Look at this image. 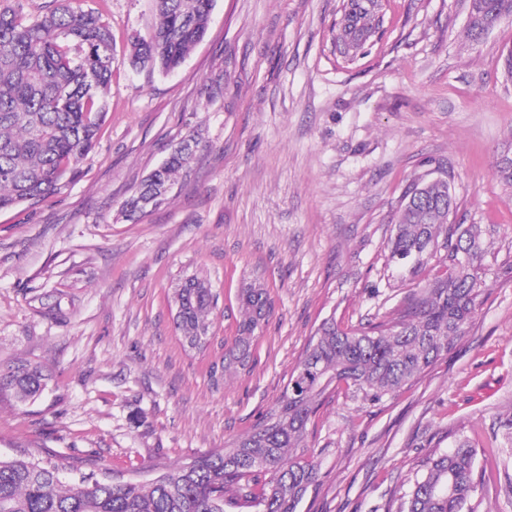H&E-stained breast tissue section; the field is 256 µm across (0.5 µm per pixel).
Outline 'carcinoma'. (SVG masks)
Returning <instances> with one entry per match:
<instances>
[{"label": "carcinoma", "instance_id": "obj_1", "mask_svg": "<svg viewBox=\"0 0 512 512\" xmlns=\"http://www.w3.org/2000/svg\"><path fill=\"white\" fill-rule=\"evenodd\" d=\"M79 2L48 0L31 16L21 0H0V210L55 192L97 140L112 80V32L99 12ZM213 7L214 0H156L151 32L131 36L130 65L176 70L203 40ZM503 19H512V0H471L468 35L477 39ZM200 144L195 134L177 143L123 202L124 212L132 217L161 205ZM411 190L403 192L385 244L388 260L415 275L429 252L438 271L410 306L357 327L324 320L281 397L250 431L147 482L114 476L69 481L57 464L33 453L0 457V512H226L232 504L299 512L318 474L314 457L297 454L317 402L342 382L369 403L413 385L465 334L485 287L482 229L450 223L448 183L437 181L420 195ZM180 297L176 331L202 347L217 294L185 288ZM240 303L237 336L224 349L221 369L211 370L213 378L249 365L260 319L273 310L264 288L244 290ZM45 387L39 365L0 372V395L18 403L37 398ZM475 457L474 443L461 435L448 449L429 451L401 493L399 512H470Z\"/></svg>", "mask_w": 512, "mask_h": 512}]
</instances>
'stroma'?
I'll return each instance as SVG.
<instances>
[{"label":"stroma","instance_id":"1","mask_svg":"<svg viewBox=\"0 0 512 512\" xmlns=\"http://www.w3.org/2000/svg\"><path fill=\"white\" fill-rule=\"evenodd\" d=\"M343 0H215L173 73L128 63L154 0H82L112 31L98 140L56 193L0 211V369L43 366L36 400L0 399V455H48L86 475L151 478L223 447L272 408L319 324L393 314L434 266L404 279L385 242L402 193L451 171L454 217L486 242L487 286L462 336L411 387L372 404L347 385L308 426L319 464L299 512H397L399 489L456 434L476 446L471 512H512V21L466 36L470 0H383L381 36L336 50ZM202 145L158 208L123 201L191 131ZM219 295L198 350L173 288ZM263 284L274 312L246 370L213 383Z\"/></svg>","mask_w":512,"mask_h":512}]
</instances>
